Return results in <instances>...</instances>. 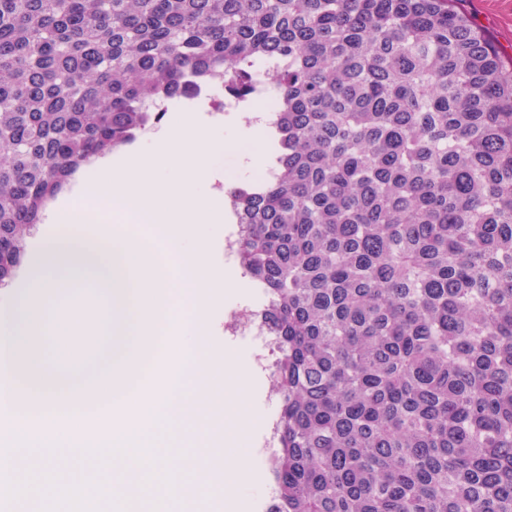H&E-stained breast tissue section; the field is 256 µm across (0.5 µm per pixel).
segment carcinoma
Returning a JSON list of instances; mask_svg holds the SVG:
<instances>
[{"mask_svg": "<svg viewBox=\"0 0 512 512\" xmlns=\"http://www.w3.org/2000/svg\"><path fill=\"white\" fill-rule=\"evenodd\" d=\"M458 0H0V278L71 175L224 80L278 356L273 512H512V58Z\"/></svg>", "mask_w": 512, "mask_h": 512, "instance_id": "carcinoma-1", "label": "carcinoma"}]
</instances>
